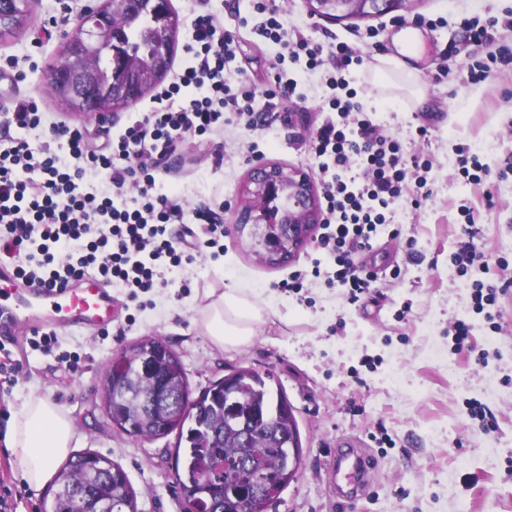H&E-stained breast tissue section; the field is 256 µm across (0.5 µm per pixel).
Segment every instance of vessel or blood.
<instances>
[{"label":"vessel or blood","instance_id":"obj_1","mask_svg":"<svg viewBox=\"0 0 512 512\" xmlns=\"http://www.w3.org/2000/svg\"><path fill=\"white\" fill-rule=\"evenodd\" d=\"M115 304L109 287L85 276L64 287H50L25 281L13 261L0 257V335H13L18 328L27 332L57 333L66 327L100 330L111 327ZM373 466L368 454L350 444L336 452L335 476L343 485V500L356 497Z\"/></svg>","mask_w":512,"mask_h":512}]
</instances>
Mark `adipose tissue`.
Segmentation results:
<instances>
[{
    "label": "adipose tissue",
    "instance_id": "1",
    "mask_svg": "<svg viewBox=\"0 0 512 512\" xmlns=\"http://www.w3.org/2000/svg\"><path fill=\"white\" fill-rule=\"evenodd\" d=\"M424 56V36L417 29L394 34L392 50L376 57L373 67L379 88L389 86L392 75H403L416 104H423L426 88L418 64ZM207 336L220 347L248 345L261 326L275 314L232 286L210 287L200 308ZM74 428L68 416L46 399L28 395L12 412L10 448L33 489H42L57 474V464L73 446Z\"/></svg>",
    "mask_w": 512,
    "mask_h": 512
}]
</instances>
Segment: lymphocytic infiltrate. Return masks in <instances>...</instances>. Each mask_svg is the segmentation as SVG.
Instances as JSON below:
<instances>
[{
  "label": "lymphocytic infiltrate",
  "instance_id": "obj_1",
  "mask_svg": "<svg viewBox=\"0 0 512 512\" xmlns=\"http://www.w3.org/2000/svg\"><path fill=\"white\" fill-rule=\"evenodd\" d=\"M278 44L281 61L264 85L233 69L241 30ZM364 58L347 42L317 40L285 26L276 0H251L236 30L225 29L211 12L197 15L183 63L171 82L152 97L149 111L128 122L115 137L90 147L85 131L49 120L32 100H17L0 111V121L21 129L44 128L63 142L69 158L60 160L49 144L23 138L0 143V251L17 258L20 276L59 286L89 274L128 290L130 301L166 287L161 271L191 262L206 252L224 253V226L211 206L185 211L158 193L156 176L175 155L185 136L210 137L224 126L249 131L263 126L257 98L277 105L276 120L292 121L301 95L295 68L320 70L329 94L330 116L306 143L315 161L324 201L320 247L330 268L313 267L314 277L344 288L349 302L371 293L378 279L363 273L354 257L368 248L387 222L390 206L409 198L421 207L432 163L406 155L399 138L377 130L348 79ZM103 174L110 186L86 180ZM135 197H127V188ZM463 238L452 262L459 276L488 269L476 242L474 209L460 206ZM185 231L173 234V224Z\"/></svg>",
  "mask_w": 512,
  "mask_h": 512
}]
</instances>
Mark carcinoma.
<instances>
[{"instance_id":"cac0c4a2","label":"carcinoma","mask_w":512,"mask_h":512,"mask_svg":"<svg viewBox=\"0 0 512 512\" xmlns=\"http://www.w3.org/2000/svg\"><path fill=\"white\" fill-rule=\"evenodd\" d=\"M29 0H17L11 15L0 21V36L21 30L28 19ZM120 43L97 48V66L89 78L64 70L52 95L81 112L103 95L110 72L123 71L129 61L155 59L162 43L176 45L179 18L167 0H139L128 7ZM165 75L144 83L112 85L116 107L152 91ZM151 336L116 355L124 364L116 375L108 370L102 382L103 404L112 426L140 439L152 440L177 430L187 443L183 468L175 469L182 499L200 503L203 512H227L242 493L263 502L268 489L283 491L297 478L289 472L288 448L302 447L297 419L282 388L272 389L273 375L238 368L191 398L180 356L166 348L144 361ZM137 512L136 494L126 473L112 460L93 453L70 457L58 476L52 512Z\"/></svg>"}]
</instances>
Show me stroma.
<instances>
[{"label":"stroma","mask_w":512,"mask_h":512,"mask_svg":"<svg viewBox=\"0 0 512 512\" xmlns=\"http://www.w3.org/2000/svg\"><path fill=\"white\" fill-rule=\"evenodd\" d=\"M87 0H34L23 33L0 39V58H15L26 73L22 83L0 77V101L15 95L35 100L56 122L75 125L65 105L49 95L44 75L58 64L67 35ZM249 0H171L181 21L170 67L178 69L190 37L194 11H210L233 25L247 14ZM288 26L322 39L335 36L357 51L368 52V30L389 46L396 31L390 15L336 23L308 13L303 0L281 7ZM414 15L441 18L424 28L427 53L422 64L428 102L418 107L405 89L380 93L368 69L353 73V85L365 112L380 129L396 135L406 153H422L433 162L431 195L421 209L394 205L392 226L402 235H381L376 262L399 269L361 302L349 303L342 289L309 277L301 295L277 289L295 270L309 272L321 257L317 241L288 265L261 262L248 240L233 229L239 191L252 167L250 143H258L266 163L311 171L304 142L326 118L321 105L328 93L323 72L298 71L303 100L292 125L272 122L254 131L233 126L210 142L186 137L180 152L159 174L162 193L176 197L184 209L203 204L224 206V255L195 257L191 264L164 271L169 285L145 294L144 307L113 285L118 317L108 335L90 330L58 334L60 351L78 354L77 368L55 355L31 351L26 332L11 345L24 372L10 389L0 390V483L23 482L5 437L11 407L34 393L66 411L75 427V452L107 456L122 467L136 492L138 512H184L174 481L177 433L145 441L112 426L100 401L101 383L113 356L133 341L162 338L181 357L192 393H200L238 367L271 372L283 387L303 446V469L297 480L269 503L265 512H512V266L491 267L458 276L450 262L468 201L478 210L477 241L492 257L512 263V174L500 176L502 160L512 156V71L477 84H460L457 76L469 58L447 55L448 42L460 40L459 15L512 18V0H418ZM279 48L263 38L243 34L236 66L256 83L266 82ZM445 71L446 82H432ZM426 136H418V127ZM466 146L489 166L490 185L499 201L487 211L482 193L465 183L457 168V150ZM224 154L214 166V149ZM482 278L500 286L496 310L499 329H491L472 309L469 281ZM242 289L251 299L288 317L269 324L242 350L215 347L196 325L203 290L211 284ZM471 321L477 347L490 353L481 365L472 353L454 352L448 326ZM485 403L497 419L494 431L470 419L467 403ZM387 432L395 447H378L374 436ZM351 439L375 461L371 484L354 504L342 505L332 486L331 468L340 441Z\"/></svg>","instance_id":"35a3bbf8"}]
</instances>
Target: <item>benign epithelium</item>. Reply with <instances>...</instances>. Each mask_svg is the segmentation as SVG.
I'll return each mask as SVG.
<instances>
[{"mask_svg": "<svg viewBox=\"0 0 512 512\" xmlns=\"http://www.w3.org/2000/svg\"><path fill=\"white\" fill-rule=\"evenodd\" d=\"M414 0H306L312 15L324 13L328 21H351L377 13L408 11ZM87 4L77 16L75 32L68 37L81 53L70 64L89 69L94 63L95 45H112V34L120 15ZM322 223L320 199L310 175L278 164H257L241 191L235 218L239 235L264 239L258 258L279 265L291 262L311 240Z\"/></svg>", "mask_w": 512, "mask_h": 512, "instance_id": "obj_1", "label": "benign epithelium"}]
</instances>
